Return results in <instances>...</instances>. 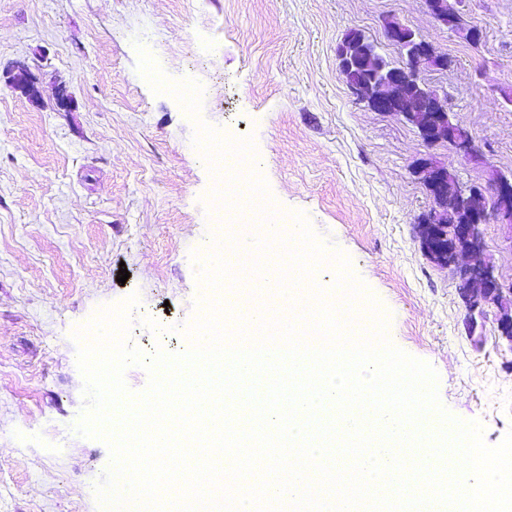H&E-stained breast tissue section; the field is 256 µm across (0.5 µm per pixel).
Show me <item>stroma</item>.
Here are the masks:
<instances>
[{"mask_svg": "<svg viewBox=\"0 0 512 512\" xmlns=\"http://www.w3.org/2000/svg\"><path fill=\"white\" fill-rule=\"evenodd\" d=\"M464 10L482 34L474 46L437 25L425 0H0V512H103L94 485L110 451L75 430L86 401L74 331L133 296L128 342L184 352L210 243L229 232L257 252L236 211L212 221L217 166L196 150L207 130L258 157L282 228L303 214L348 257L388 340L436 371L449 413L479 422L490 446L512 431V349L496 339L497 310L469 336L457 280L417 228L432 205L417 160L469 185L486 166L355 100L336 57L358 29L398 59L383 24H407L448 54V71L426 80L447 91L487 166L510 177L512 0ZM16 60L40 101L6 85ZM168 83L191 87V105ZM61 85L68 112L56 107ZM484 256L512 285V230L485 225Z\"/></svg>", "mask_w": 512, "mask_h": 512, "instance_id": "35a3bbf8", "label": "stroma"}]
</instances>
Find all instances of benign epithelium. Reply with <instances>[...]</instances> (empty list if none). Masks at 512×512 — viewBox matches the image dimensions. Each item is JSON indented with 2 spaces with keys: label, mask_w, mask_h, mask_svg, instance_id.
<instances>
[{
  "label": "benign epithelium",
  "mask_w": 512,
  "mask_h": 512,
  "mask_svg": "<svg viewBox=\"0 0 512 512\" xmlns=\"http://www.w3.org/2000/svg\"><path fill=\"white\" fill-rule=\"evenodd\" d=\"M433 19L448 32L471 43L479 42L476 26H463L461 0H425ZM384 36L400 52L393 70L383 72L377 44L363 36L336 49L340 72L350 94L373 112L397 114L414 126L429 144L445 142L468 162L485 163L471 132L451 119L447 93L429 85L424 73L448 70L451 60L396 19L384 23ZM417 179L432 198L431 208L422 215L421 234L429 258L439 266L454 270L458 292L465 306L471 307L470 333L484 308L499 311L498 339L512 350V289L504 286L488 262L460 263L465 254L483 251V226L495 222L512 229V177L487 167L482 185H466L441 163L425 160L414 167Z\"/></svg>",
  "instance_id": "1"
}]
</instances>
